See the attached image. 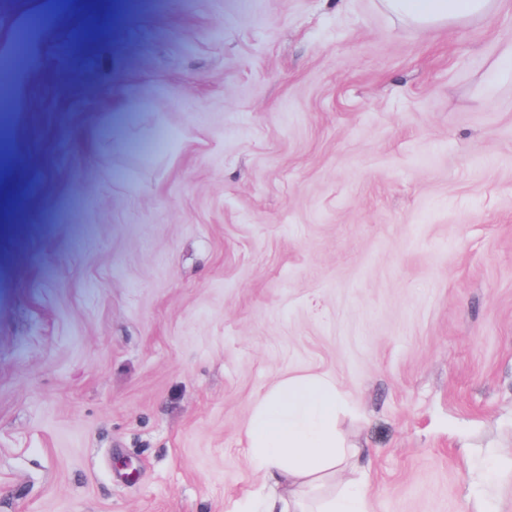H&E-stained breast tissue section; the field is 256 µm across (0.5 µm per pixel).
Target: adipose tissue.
<instances>
[{
  "instance_id": "adipose-tissue-1",
  "label": "adipose tissue",
  "mask_w": 512,
  "mask_h": 512,
  "mask_svg": "<svg viewBox=\"0 0 512 512\" xmlns=\"http://www.w3.org/2000/svg\"><path fill=\"white\" fill-rule=\"evenodd\" d=\"M397 15L420 25L448 24L485 12L491 0H384ZM343 405L327 375L292 376L256 405L245 429L249 465L263 475L254 497L236 500L226 512H367L363 489L344 487L312 497L345 468L365 470V451L347 445L338 430Z\"/></svg>"
}]
</instances>
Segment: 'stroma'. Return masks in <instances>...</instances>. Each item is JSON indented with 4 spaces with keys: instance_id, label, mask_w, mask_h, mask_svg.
Segmentation results:
<instances>
[{
    "instance_id": "stroma-1",
    "label": "stroma",
    "mask_w": 512,
    "mask_h": 512,
    "mask_svg": "<svg viewBox=\"0 0 512 512\" xmlns=\"http://www.w3.org/2000/svg\"><path fill=\"white\" fill-rule=\"evenodd\" d=\"M50 2L0 0V57ZM20 71L0 512H225L309 373L368 512H512V0H78ZM397 15L420 25L448 24L485 12L491 0H384Z\"/></svg>"
}]
</instances>
